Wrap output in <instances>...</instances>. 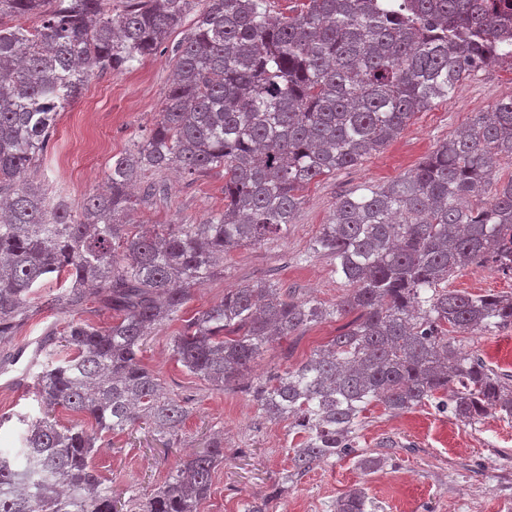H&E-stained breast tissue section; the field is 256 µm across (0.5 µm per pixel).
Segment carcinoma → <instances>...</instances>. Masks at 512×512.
I'll use <instances>...</instances> for the list:
<instances>
[{"instance_id": "cac0c4a2", "label": "carcinoma", "mask_w": 512, "mask_h": 512, "mask_svg": "<svg viewBox=\"0 0 512 512\" xmlns=\"http://www.w3.org/2000/svg\"><path fill=\"white\" fill-rule=\"evenodd\" d=\"M262 2L125 0L114 16L111 0H0V343L41 310V282H59L54 308L79 311L94 295L114 314L107 326L72 319L40 341L30 375L46 410L18 418L16 454L0 450V512H120L92 463L97 441L144 424L173 444L195 401L163 391L144 363L147 334L180 317L224 254L287 233L306 185L386 147L473 71L500 63L512 39L502 0H305L288 16ZM191 13L159 119L112 158L109 191L78 212L49 195L39 161L61 112L94 73L156 53ZM497 159L512 160V96L404 177L338 200L309 247L350 288L335 308L271 283L237 288L186 320L172 358L222 390L260 350L352 316L298 367L245 385L296 434L297 475L350 454L373 401L396 414L434 400L468 424L512 417V379L454 337L512 327V295L448 289L469 266L512 276V178L492 182ZM172 168L224 169V211L128 234L132 185ZM488 192L487 205L470 203ZM58 407L97 431L61 424ZM223 461L216 435L127 512H200ZM357 465L369 475L384 459L365 453ZM367 503L355 488L334 509Z\"/></svg>"}]
</instances>
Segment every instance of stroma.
<instances>
[{
    "label": "stroma",
    "instance_id": "obj_1",
    "mask_svg": "<svg viewBox=\"0 0 512 512\" xmlns=\"http://www.w3.org/2000/svg\"><path fill=\"white\" fill-rule=\"evenodd\" d=\"M186 33L183 27L174 30L155 54L124 73L92 76L81 97L62 113L40 160L50 191L66 196L77 208L89 193L104 188L113 155L133 150L156 123L172 79V50ZM509 96L512 82L500 66L471 74L448 101L416 114L383 150L306 186L287 234L226 254L223 273L195 291L186 314L219 302L230 289L264 283L293 288L301 297L335 306L346 287L332 261L314 257L303 262L299 256L329 223L337 200L399 179L477 113ZM160 180L163 194L137 203L129 217L130 234L152 224L197 223L224 209L223 169L191 178L169 171ZM448 286L472 294H508L512 278L468 267L457 271ZM342 325V319L333 317L267 347L252 363V376H269L300 364ZM182 326L175 320L154 330L146 340L144 360L159 373L165 390L197 394L194 409L170 448L143 426L106 438L94 464L113 494L126 499L134 491L152 493L184 453L203 450L208 436L220 431L224 461L211 475L202 512H243V503L253 500L265 502L268 512H332L336 500L357 487L365 488L374 512H512L511 418L492 413L465 424L431 403L399 414L374 403L355 435V453L295 478L291 456L296 439L286 422L268 421L245 389H210L172 359L169 338ZM457 342L488 367L512 375V328L461 335ZM22 370L19 364L0 369V414L9 417L0 427V449H19L23 428L18 415L40 414L32 390L20 392L12 384ZM360 452L384 453L392 460L367 475L356 464Z\"/></svg>",
    "mask_w": 512,
    "mask_h": 512
}]
</instances>
